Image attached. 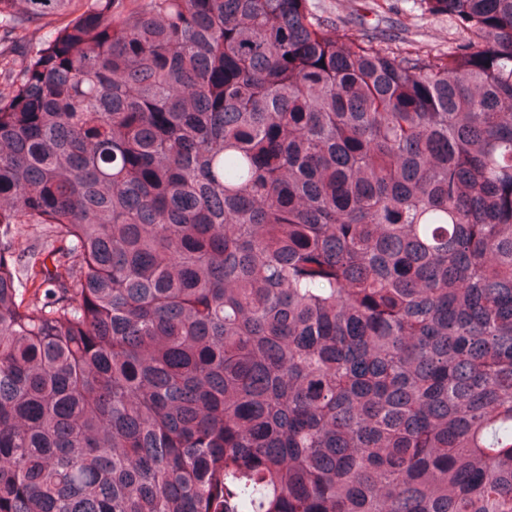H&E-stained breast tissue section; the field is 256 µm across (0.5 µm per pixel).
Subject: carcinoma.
<instances>
[{"mask_svg":"<svg viewBox=\"0 0 512 512\" xmlns=\"http://www.w3.org/2000/svg\"><path fill=\"white\" fill-rule=\"evenodd\" d=\"M419 2L0 0V512H512V0ZM372 0H310L311 9L323 18L340 20L353 29H366L374 41L399 37L417 44L448 48L457 38L448 17L429 15L416 0H388L385 10L372 13ZM363 21L365 24H363ZM364 25V26H363ZM61 25V21L53 24L44 25L42 27L31 26L28 32V37L24 41H18L9 35L0 32L1 36V51L4 55L12 57L16 60L19 66L22 63L26 54L41 45V43L49 40L57 26Z\"/></svg>","mask_w":512,"mask_h":512,"instance_id":"obj_1","label":"carcinoma"}]
</instances>
